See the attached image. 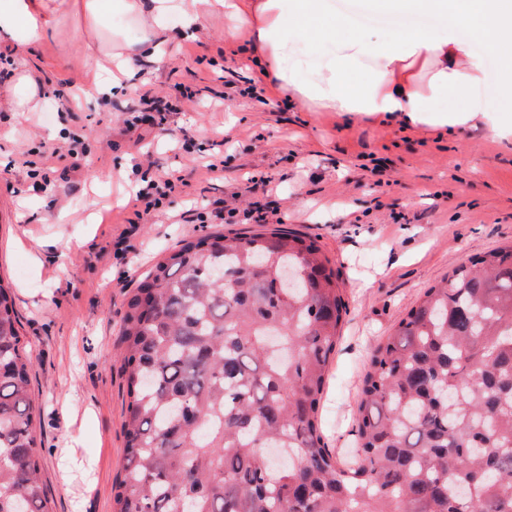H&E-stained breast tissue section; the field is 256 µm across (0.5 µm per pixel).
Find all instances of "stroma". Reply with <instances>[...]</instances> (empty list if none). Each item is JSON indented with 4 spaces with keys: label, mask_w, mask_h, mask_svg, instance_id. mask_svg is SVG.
Returning a JSON list of instances; mask_svg holds the SVG:
<instances>
[{
    "label": "stroma",
    "mask_w": 512,
    "mask_h": 512,
    "mask_svg": "<svg viewBox=\"0 0 512 512\" xmlns=\"http://www.w3.org/2000/svg\"><path fill=\"white\" fill-rule=\"evenodd\" d=\"M76 21L14 49L0 70V282L13 289L31 390L42 479L54 512H114L124 466L120 328L143 271L215 218L180 214L223 199L245 174L270 178L286 228L314 239L339 271L347 311L320 404L322 435L342 459L356 446V407L373 346L425 288L469 259L512 245V138H492L485 114L440 127L377 115L318 112L267 86L269 103L224 100V69L245 77L244 20L207 17L199 41L123 86L89 98ZM33 70L49 98L12 111L14 76ZM187 90L180 112L126 131L142 97ZM81 136L79 163L28 161ZM381 159L387 186L365 166ZM183 178L160 223L120 239L143 178ZM40 265H32L30 255Z\"/></svg>",
    "instance_id": "obj_1"
}]
</instances>
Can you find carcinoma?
Segmentation results:
<instances>
[{"label":"carcinoma","mask_w":512,"mask_h":512,"mask_svg":"<svg viewBox=\"0 0 512 512\" xmlns=\"http://www.w3.org/2000/svg\"><path fill=\"white\" fill-rule=\"evenodd\" d=\"M345 312L329 260L284 227L181 240L122 319L114 512H512V248L453 269L374 347L348 462L319 422ZM20 329L0 283V512H50Z\"/></svg>","instance_id":"cac0c4a2"}]
</instances>
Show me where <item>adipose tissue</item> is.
<instances>
[{"instance_id":"adipose-tissue-1","label":"adipose tissue","mask_w":512,"mask_h":512,"mask_svg":"<svg viewBox=\"0 0 512 512\" xmlns=\"http://www.w3.org/2000/svg\"><path fill=\"white\" fill-rule=\"evenodd\" d=\"M375 13L428 15L434 27L397 29L375 38L337 0H0V47L33 45L64 16L81 27L87 91L109 88L108 67L131 77L142 60L163 61L170 33L199 39L205 18L230 11L250 26L255 68L280 91L327 112L430 119L455 126L489 110L481 89L485 60L470 42L501 57L497 90L512 100V0H367ZM126 29L111 27V9ZM466 28L468 40L457 31ZM140 36L129 41L127 29ZM448 105L436 107L439 97Z\"/></svg>"}]
</instances>
